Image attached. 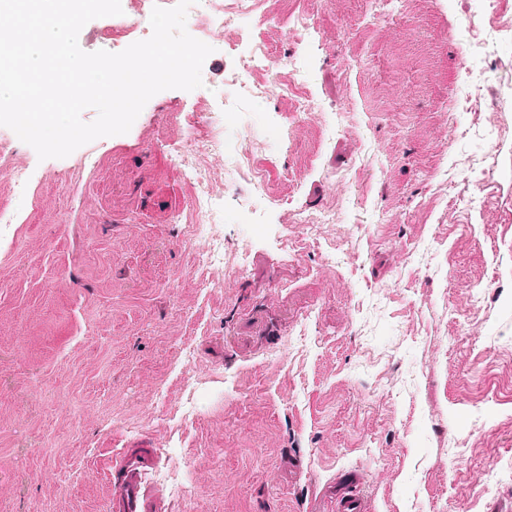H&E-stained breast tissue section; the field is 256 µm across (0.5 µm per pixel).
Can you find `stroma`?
Listing matches in <instances>:
<instances>
[{"label":"stroma","instance_id":"35a3bbf8","mask_svg":"<svg viewBox=\"0 0 512 512\" xmlns=\"http://www.w3.org/2000/svg\"><path fill=\"white\" fill-rule=\"evenodd\" d=\"M121 5L83 51L151 36ZM260 30L299 70L252 103ZM202 80L61 159L0 126V512H116L126 459L137 512H512V0H274ZM214 123L268 147L204 288L176 156ZM12 151L7 140L0 139V170L8 169L11 172L12 190H25L29 178L22 168L14 165Z\"/></svg>","mask_w":512,"mask_h":512}]
</instances>
